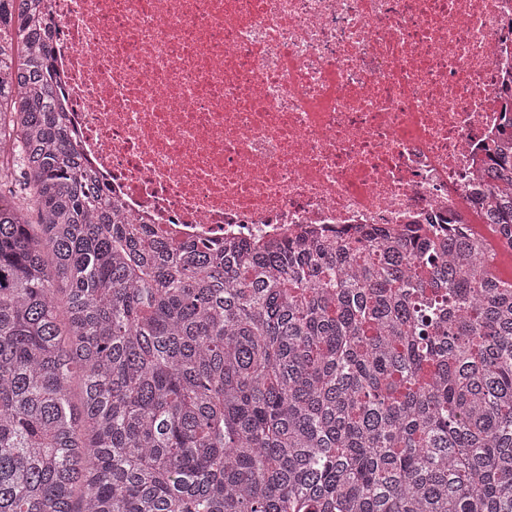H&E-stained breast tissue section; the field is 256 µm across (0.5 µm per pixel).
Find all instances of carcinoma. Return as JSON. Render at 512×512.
Listing matches in <instances>:
<instances>
[{"instance_id": "carcinoma-1", "label": "carcinoma", "mask_w": 512, "mask_h": 512, "mask_svg": "<svg viewBox=\"0 0 512 512\" xmlns=\"http://www.w3.org/2000/svg\"><path fill=\"white\" fill-rule=\"evenodd\" d=\"M0 0V512H512V280L448 215L336 244L174 242L56 110ZM467 209L512 249V93Z\"/></svg>"}]
</instances>
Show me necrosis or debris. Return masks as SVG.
<instances>
[{
  "label": "necrosis or debris",
  "mask_w": 512,
  "mask_h": 512,
  "mask_svg": "<svg viewBox=\"0 0 512 512\" xmlns=\"http://www.w3.org/2000/svg\"><path fill=\"white\" fill-rule=\"evenodd\" d=\"M45 4L85 160L196 243L447 220L512 88V0Z\"/></svg>",
  "instance_id": "necrosis-or-debris-1"
}]
</instances>
